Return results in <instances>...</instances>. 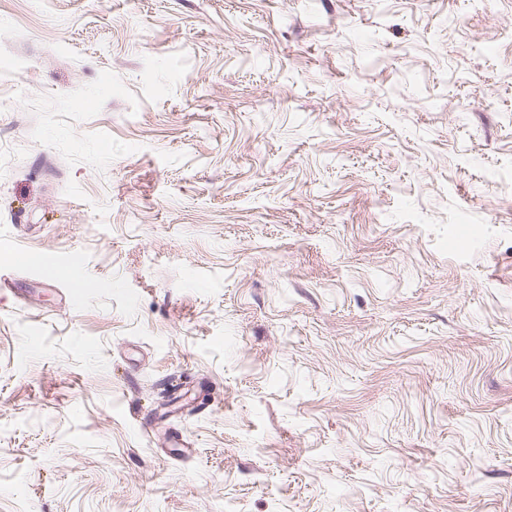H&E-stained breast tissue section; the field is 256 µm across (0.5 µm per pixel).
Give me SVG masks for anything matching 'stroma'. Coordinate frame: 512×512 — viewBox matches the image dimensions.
I'll return each mask as SVG.
<instances>
[{
	"instance_id": "1",
	"label": "stroma",
	"mask_w": 512,
	"mask_h": 512,
	"mask_svg": "<svg viewBox=\"0 0 512 512\" xmlns=\"http://www.w3.org/2000/svg\"><path fill=\"white\" fill-rule=\"evenodd\" d=\"M0 512H512V0H0Z\"/></svg>"
}]
</instances>
